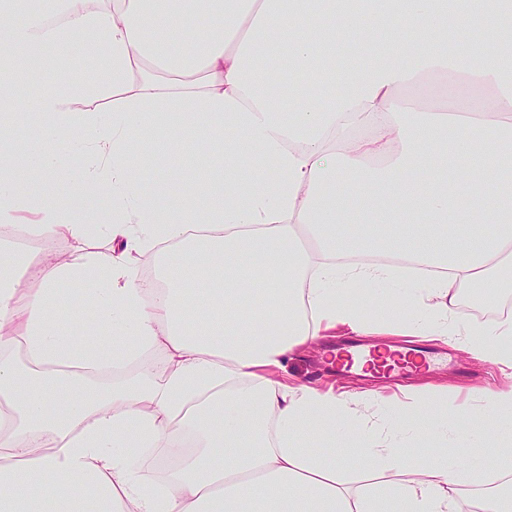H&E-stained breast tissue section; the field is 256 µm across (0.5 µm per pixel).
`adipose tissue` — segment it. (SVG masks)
I'll return each instance as SVG.
<instances>
[{
    "label": "adipose tissue",
    "mask_w": 512,
    "mask_h": 512,
    "mask_svg": "<svg viewBox=\"0 0 512 512\" xmlns=\"http://www.w3.org/2000/svg\"><path fill=\"white\" fill-rule=\"evenodd\" d=\"M62 23L9 22L0 12V136L25 103L41 132L23 159L0 146V512H448L469 471L439 452L407 478L352 502L336 482L341 460L315 453L358 445L376 469L400 459L391 434L360 421L359 397L336 396L272 377L324 327L367 330L347 293L398 278L357 255L412 254L432 269L412 299L374 296L377 323L451 342L488 362L512 359V323L451 325L461 283L512 288V0H484L494 19L458 53L448 51V0H64ZM210 23L196 32L189 18ZM82 37L102 61L98 81L64 78L22 99L21 71L41 67L50 47ZM363 40L370 57L326 72L324 88L282 106L267 79L277 56L301 77L340 39ZM454 73L491 89L474 112L418 111L397 92ZM112 107L95 108L104 88ZM171 148L188 126L195 147L224 173V191L184 193L165 175L162 201L141 190L131 157L152 123ZM224 149L211 152L214 139ZM51 139L84 149L74 175L45 150ZM465 162L464 174L447 161ZM65 189L30 200L29 181ZM469 184L458 206L461 184ZM112 201L89 221L87 190ZM375 235L345 232L355 211ZM120 241L121 253L19 258L13 231ZM307 227L303 246L295 225ZM161 247L158 282L130 262ZM208 282L184 302L188 268ZM71 305L95 312L73 334L56 316ZM25 367H18L16 354ZM420 438L448 416L420 399L399 406ZM196 446L157 477L134 449L173 453L176 436Z\"/></svg>",
    "instance_id": "adipose-tissue-1"
}]
</instances>
